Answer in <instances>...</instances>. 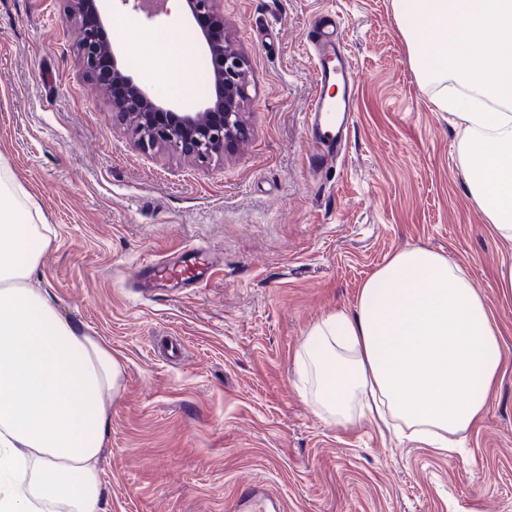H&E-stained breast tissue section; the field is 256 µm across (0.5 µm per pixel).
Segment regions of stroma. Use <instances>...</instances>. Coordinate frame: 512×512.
Here are the masks:
<instances>
[{"label":"stroma","mask_w":512,"mask_h":512,"mask_svg":"<svg viewBox=\"0 0 512 512\" xmlns=\"http://www.w3.org/2000/svg\"><path fill=\"white\" fill-rule=\"evenodd\" d=\"M327 11L361 83L344 157L315 173L306 26ZM224 20L248 60L251 135L200 166L131 146L84 82L63 0H0V159L56 232L40 283L122 365L101 512H512V295L497 286L512 251L470 197L461 131L392 0H224ZM189 244L209 279L136 292L141 262ZM412 246L461 265L500 332L506 365L464 459L323 418L299 391L307 332Z\"/></svg>","instance_id":"obj_1"}]
</instances>
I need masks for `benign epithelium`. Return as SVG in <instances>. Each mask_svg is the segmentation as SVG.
<instances>
[{
  "mask_svg": "<svg viewBox=\"0 0 512 512\" xmlns=\"http://www.w3.org/2000/svg\"><path fill=\"white\" fill-rule=\"evenodd\" d=\"M68 17L82 31L77 57L91 91L103 97L132 146L143 152L176 153L197 165L224 154V146L248 139L247 60L224 39V0H182L187 20L213 62V93L193 112L155 98L124 63L119 40L108 34V0H67Z\"/></svg>",
  "mask_w": 512,
  "mask_h": 512,
  "instance_id": "obj_1",
  "label": "benign epithelium"
}]
</instances>
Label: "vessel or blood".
Masks as SVG:
<instances>
[{
  "label": "vessel or blood",
  "instance_id": "b4317fda",
  "mask_svg": "<svg viewBox=\"0 0 512 512\" xmlns=\"http://www.w3.org/2000/svg\"><path fill=\"white\" fill-rule=\"evenodd\" d=\"M308 40L315 48V78L318 92L304 116L313 140L308 162L312 169H321L336 161L345 152V129L354 116L355 90L360 76L345 48L344 34L336 16L323 12L314 17ZM141 272L180 276L185 286L203 281L206 274L193 247H184L176 261L168 258L149 260L140 266Z\"/></svg>",
  "mask_w": 512,
  "mask_h": 512
}]
</instances>
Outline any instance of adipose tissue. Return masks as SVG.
Returning a JSON list of instances; mask_svg holds the SVG:
<instances>
[{
  "mask_svg": "<svg viewBox=\"0 0 512 512\" xmlns=\"http://www.w3.org/2000/svg\"><path fill=\"white\" fill-rule=\"evenodd\" d=\"M410 59L436 105L463 124L459 163L490 233L512 247V0H393ZM486 34L474 47L476 34ZM55 237L0 162V512H101L112 348L37 287ZM499 331L460 265L413 247L363 284L354 312L315 324L295 357L301 391L329 419L397 421L455 452L504 365Z\"/></svg>",
  "mask_w": 512,
  "mask_h": 512,
  "instance_id": "obj_1",
  "label": "adipose tissue"
}]
</instances>
